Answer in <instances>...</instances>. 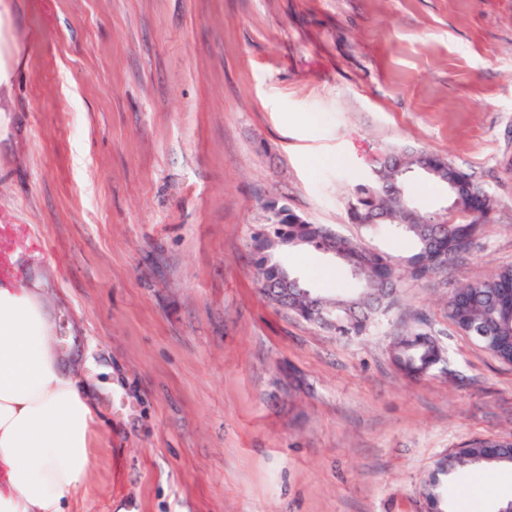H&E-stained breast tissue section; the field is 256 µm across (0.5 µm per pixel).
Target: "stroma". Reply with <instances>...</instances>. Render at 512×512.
Here are the masks:
<instances>
[{
  "label": "stroma",
  "instance_id": "35a3bbf8",
  "mask_svg": "<svg viewBox=\"0 0 512 512\" xmlns=\"http://www.w3.org/2000/svg\"><path fill=\"white\" fill-rule=\"evenodd\" d=\"M414 146L493 195L471 255L404 280L338 336L269 304L253 237L271 205L402 257L348 203L371 156ZM427 216L446 186L416 172ZM310 289L354 282L294 250ZM512 265V0H0V278L33 288L94 411L69 512H428L424 480L512 433V365L448 320ZM428 319L418 381L388 350ZM449 512H497L512 469L458 470Z\"/></svg>",
  "mask_w": 512,
  "mask_h": 512
}]
</instances>
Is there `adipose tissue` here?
<instances>
[{"label":"adipose tissue","instance_id":"obj_1","mask_svg":"<svg viewBox=\"0 0 512 512\" xmlns=\"http://www.w3.org/2000/svg\"><path fill=\"white\" fill-rule=\"evenodd\" d=\"M92 423L43 302L0 283V512H61L91 467Z\"/></svg>","mask_w":512,"mask_h":512}]
</instances>
